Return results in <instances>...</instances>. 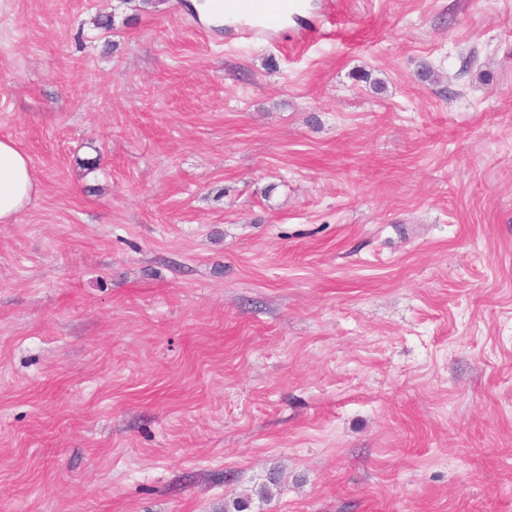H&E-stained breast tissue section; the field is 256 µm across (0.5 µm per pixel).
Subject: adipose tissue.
Segmentation results:
<instances>
[{
	"instance_id": "ef3b65f1",
	"label": "adipose tissue",
	"mask_w": 512,
	"mask_h": 512,
	"mask_svg": "<svg viewBox=\"0 0 512 512\" xmlns=\"http://www.w3.org/2000/svg\"><path fill=\"white\" fill-rule=\"evenodd\" d=\"M39 194L29 155L13 139L0 138V224L16 223Z\"/></svg>"
}]
</instances>
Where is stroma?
<instances>
[{
	"label": "stroma",
	"instance_id": "35a3bbf8",
	"mask_svg": "<svg viewBox=\"0 0 512 512\" xmlns=\"http://www.w3.org/2000/svg\"><path fill=\"white\" fill-rule=\"evenodd\" d=\"M0 136V512H512V0H0ZM221 5L231 17L256 21L258 26L251 29L248 35L257 36L261 27H270L283 16L294 12L299 0H222ZM40 194L29 155L9 137L0 138V224H14Z\"/></svg>",
	"mask_w": 512,
	"mask_h": 512
}]
</instances>
